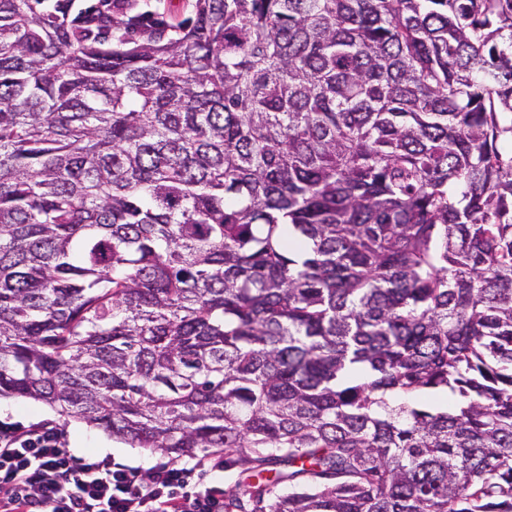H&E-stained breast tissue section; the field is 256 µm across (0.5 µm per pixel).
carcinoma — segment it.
I'll list each match as a JSON object with an SVG mask.
<instances>
[{"label": "carcinoma", "instance_id": "obj_1", "mask_svg": "<svg viewBox=\"0 0 512 512\" xmlns=\"http://www.w3.org/2000/svg\"><path fill=\"white\" fill-rule=\"evenodd\" d=\"M73 6L0 0V397L224 512H512V0ZM187 0H133L140 11H159L164 9L168 14L176 16L178 19L188 17L190 14L185 8Z\"/></svg>", "mask_w": 512, "mask_h": 512}]
</instances>
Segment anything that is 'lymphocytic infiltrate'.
I'll return each instance as SVG.
<instances>
[{"instance_id":"1","label":"lymphocytic infiltrate","mask_w":512,"mask_h":512,"mask_svg":"<svg viewBox=\"0 0 512 512\" xmlns=\"http://www.w3.org/2000/svg\"><path fill=\"white\" fill-rule=\"evenodd\" d=\"M204 459L143 472L77 459L61 431L0 424V512H224V490L196 480Z\"/></svg>"}]
</instances>
